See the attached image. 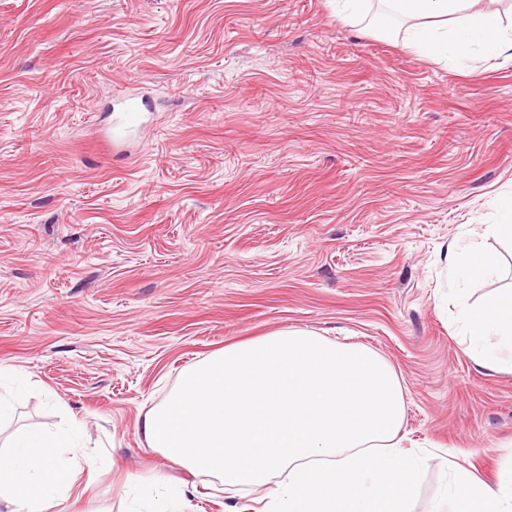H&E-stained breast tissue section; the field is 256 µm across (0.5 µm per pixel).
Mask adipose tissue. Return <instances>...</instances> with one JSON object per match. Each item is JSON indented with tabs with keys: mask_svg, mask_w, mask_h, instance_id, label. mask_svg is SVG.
<instances>
[{
	"mask_svg": "<svg viewBox=\"0 0 512 512\" xmlns=\"http://www.w3.org/2000/svg\"><path fill=\"white\" fill-rule=\"evenodd\" d=\"M336 0V11L347 20L370 16L390 31L409 23L414 45L431 58L452 63L475 53L512 59V26L500 12L480 9V0ZM462 331L482 365L490 370L512 369V291L487 297L460 311ZM79 455L74 430L53 435L31 430L17 436L8 452H0V502L9 512H52L76 486L81 467L59 463V449ZM450 512H512V471L498 486L475 478L468 469L450 464L444 491Z\"/></svg>",
	"mask_w": 512,
	"mask_h": 512,
	"instance_id": "adipose-tissue-1",
	"label": "adipose tissue"
}]
</instances>
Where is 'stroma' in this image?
<instances>
[{"instance_id": "1", "label": "stroma", "mask_w": 512, "mask_h": 512, "mask_svg": "<svg viewBox=\"0 0 512 512\" xmlns=\"http://www.w3.org/2000/svg\"><path fill=\"white\" fill-rule=\"evenodd\" d=\"M151 120L98 137L126 85ZM512 59L458 69L332 0H0V366L23 390L4 435L82 427L93 482L53 512H127L193 480L187 512H264L147 450L138 421L224 345L303 328L377 353L404 389L400 446L512 465V372L459 332V296L512 289ZM496 254L458 293L448 252Z\"/></svg>"}]
</instances>
